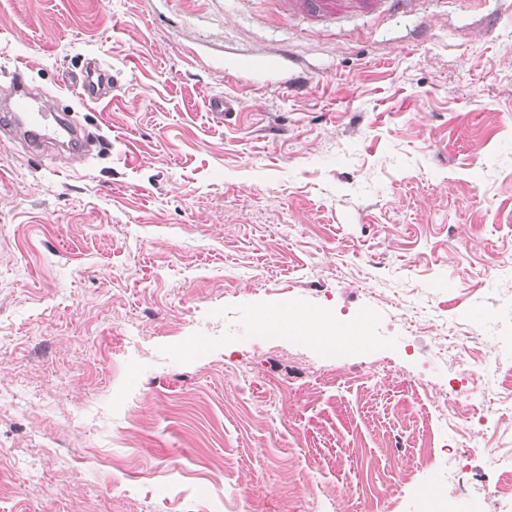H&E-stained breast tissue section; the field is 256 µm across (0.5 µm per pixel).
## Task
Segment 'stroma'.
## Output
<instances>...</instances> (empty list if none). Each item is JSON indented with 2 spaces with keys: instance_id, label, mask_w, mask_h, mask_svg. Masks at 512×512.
Wrapping results in <instances>:
<instances>
[{
  "instance_id": "stroma-1",
  "label": "stroma",
  "mask_w": 512,
  "mask_h": 512,
  "mask_svg": "<svg viewBox=\"0 0 512 512\" xmlns=\"http://www.w3.org/2000/svg\"><path fill=\"white\" fill-rule=\"evenodd\" d=\"M18 64L97 145L0 141V512H499L460 439L512 445V0H0ZM282 307L370 344L257 335ZM473 329L504 370L451 419ZM417 0H277L275 13L279 18L292 15L324 16L349 9H366L379 13L414 14ZM284 62L281 54L268 53L263 56L241 55L233 63L234 71H248L261 68L276 72L283 68ZM73 83L83 103H98L112 98V74L96 60L89 61L74 76Z\"/></svg>"
}]
</instances>
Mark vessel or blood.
<instances>
[{"instance_id": "b4317fda", "label": "vessel or blood", "mask_w": 512, "mask_h": 512, "mask_svg": "<svg viewBox=\"0 0 512 512\" xmlns=\"http://www.w3.org/2000/svg\"><path fill=\"white\" fill-rule=\"evenodd\" d=\"M417 0H276L275 13L287 18L293 15L324 16L349 9H366L386 14H413ZM284 65L278 53L263 56L242 55L235 59L234 70L261 68L276 72ZM12 92L0 100V127L8 136L28 141L43 148L59 144L67 146L72 158L89 153L88 135L74 123L70 113L56 111L48 97L34 92L27 81L25 66H16ZM78 97L84 103H98L112 95V75L97 61H89L74 77Z\"/></svg>"}]
</instances>
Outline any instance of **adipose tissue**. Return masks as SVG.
Listing matches in <instances>:
<instances>
[{
	"label": "adipose tissue",
	"instance_id": "obj_1",
	"mask_svg": "<svg viewBox=\"0 0 512 512\" xmlns=\"http://www.w3.org/2000/svg\"><path fill=\"white\" fill-rule=\"evenodd\" d=\"M255 329L265 336L289 335L327 349L339 344L363 347L369 343L367 320L341 322L326 310L308 311L298 316L287 308L261 311L256 315Z\"/></svg>",
	"mask_w": 512,
	"mask_h": 512
}]
</instances>
